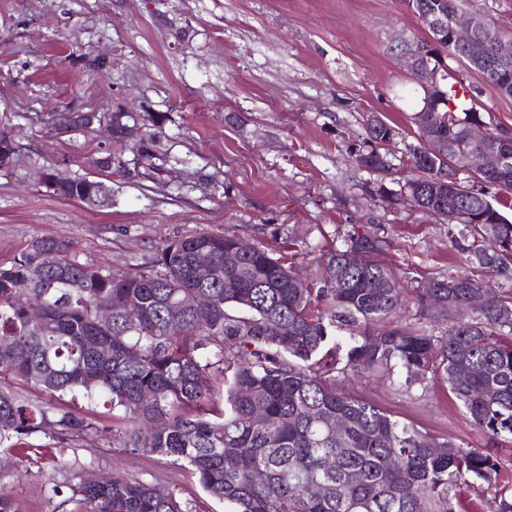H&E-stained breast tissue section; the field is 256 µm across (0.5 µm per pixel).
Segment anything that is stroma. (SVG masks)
I'll return each instance as SVG.
<instances>
[{
  "label": "stroma",
  "mask_w": 512,
  "mask_h": 512,
  "mask_svg": "<svg viewBox=\"0 0 512 512\" xmlns=\"http://www.w3.org/2000/svg\"><path fill=\"white\" fill-rule=\"evenodd\" d=\"M426 34L403 0H0V132L18 146L0 168V262L54 237L72 241L80 259L125 271L144 267L165 237L206 229L253 244L295 239L308 273L337 225L379 224L394 267L459 269L447 225L378 193L406 177L402 159L418 143L421 90L398 38ZM446 63L487 127L512 129V97L455 58ZM64 106L161 119L152 158L137 142L124 146L111 207L52 197L40 182L56 166L94 176L91 161L109 145L98 124L49 134L50 114ZM367 112L398 133L401 162L386 175L359 169L351 154ZM344 389L438 437L487 443L447 391L412 399L378 375ZM91 417L94 431L61 443L28 438L0 465V495L19 512H55L49 476L61 459L85 476L119 469L174 490L196 512H224L168 459L115 447L103 407Z\"/></svg>",
  "instance_id": "35a3bbf8"
}]
</instances>
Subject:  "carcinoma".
<instances>
[{
  "label": "carcinoma",
  "mask_w": 512,
  "mask_h": 512,
  "mask_svg": "<svg viewBox=\"0 0 512 512\" xmlns=\"http://www.w3.org/2000/svg\"><path fill=\"white\" fill-rule=\"evenodd\" d=\"M414 15L440 10L448 0H404ZM418 44L428 64L440 66L444 49L465 52L431 33ZM493 55L512 73V41L499 40ZM462 84H440L432 136L418 134L409 151L402 187L415 208L443 223L454 152L468 155L473 182L459 193L468 214L448 225V240L468 267L417 282L412 288L416 323L385 327L404 302L413 277L381 259L389 241L368 224L337 226L339 246L321 257L314 273L298 279L294 255L255 244L239 252L236 235L200 230L166 238L147 271H113L81 261L68 241L32 240L0 263V372L50 397L32 402L0 389V448H15L39 434L61 439L96 429L61 401L83 399L112 413V441L129 451L167 457L195 476L224 512H459V493L479 484L477 512H512V297L494 295L473 311L471 323L455 320V307L490 281H512V221L502 195L512 194V163L497 173L480 167L483 152L500 145L507 130L492 128L486 141L466 140L468 125L483 122L467 105ZM151 113H95L116 128ZM58 136L83 129L70 113L53 114ZM365 136L353 151L358 166L385 173L388 145L397 131L384 115L369 113ZM17 155L0 132V165ZM99 179L72 178L47 188L70 201L112 206ZM211 255L217 275L202 284L192 276L194 257ZM349 252L360 264L347 265ZM237 255L227 266L224 257ZM26 292L32 302L15 304ZM202 293L204 312L188 304ZM133 302L129 315L97 318L102 306ZM441 324L437 336L422 323ZM288 325V335L281 334ZM380 373L413 398L442 387L489 443L476 448L423 431L377 404L339 389L351 377ZM153 400L141 402L143 393ZM156 417L166 426L155 428ZM344 422L336 432V422ZM260 472L263 480L254 479ZM79 512H192L172 491L112 472L104 486L78 473L53 484Z\"/></svg>",
  "instance_id": "cac0c4a2"
}]
</instances>
